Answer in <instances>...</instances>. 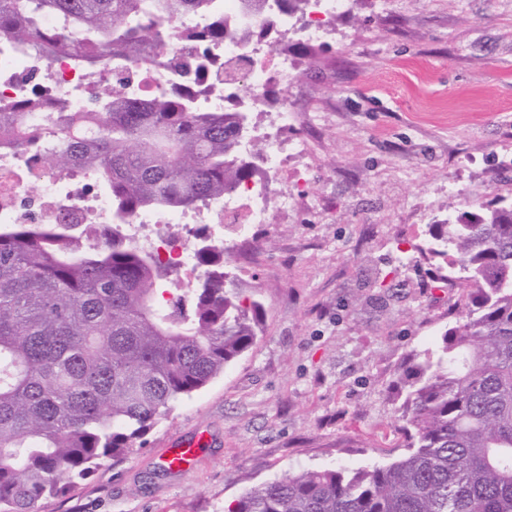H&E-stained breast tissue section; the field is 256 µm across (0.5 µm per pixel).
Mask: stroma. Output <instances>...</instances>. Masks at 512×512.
<instances>
[{"instance_id": "35a3bbf8", "label": "stroma", "mask_w": 512, "mask_h": 512, "mask_svg": "<svg viewBox=\"0 0 512 512\" xmlns=\"http://www.w3.org/2000/svg\"><path fill=\"white\" fill-rule=\"evenodd\" d=\"M277 88L297 120L284 141L297 204L246 238L225 229L243 291L262 305L254 346L178 403L144 448L107 461L40 512H224L303 470L388 465L406 452L402 370L454 326L462 288H440L429 224L512 201V0H356L296 50ZM203 437L193 467L160 471Z\"/></svg>"}]
</instances>
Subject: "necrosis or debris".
<instances>
[{
	"label": "necrosis or debris",
	"mask_w": 512,
	"mask_h": 512,
	"mask_svg": "<svg viewBox=\"0 0 512 512\" xmlns=\"http://www.w3.org/2000/svg\"><path fill=\"white\" fill-rule=\"evenodd\" d=\"M237 55L249 63L243 103L250 111H265L263 90L275 83L287 84L291 78L288 57L266 43L239 40L211 45L203 63L208 70L220 71L228 59ZM111 81V67L91 71L69 56L47 60L0 42V105L36 93L44 100H65L70 110L81 111L87 107L94 86ZM294 119V112L281 107L263 133L270 177L287 178L289 156L301 151L300 144L286 146L278 139L279 130ZM268 188L267 181H259L247 186L244 192L192 213L153 211L136 216L130 221L128 235L138 245L156 248L160 257L172 261L178 271L193 270L191 253L159 238L157 227L211 224L220 229L231 224L238 234H248L251 225L270 221L266 206ZM64 215L75 224L111 223V196L87 169L77 167L61 172L34 163L27 154L0 144V224H54Z\"/></svg>",
	"instance_id": "obj_1"
}]
</instances>
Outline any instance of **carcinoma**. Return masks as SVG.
<instances>
[{
    "label": "carcinoma",
    "instance_id": "obj_1",
    "mask_svg": "<svg viewBox=\"0 0 512 512\" xmlns=\"http://www.w3.org/2000/svg\"><path fill=\"white\" fill-rule=\"evenodd\" d=\"M265 2L242 0L229 16L220 0H0L1 42L124 76L87 112L26 98L0 108V136L41 148L60 171L93 168L116 220L95 240L82 224H0V512H39L133 453L255 343L262 306L242 297L234 247L204 238L199 287L161 301L176 271L126 234L142 212L212 203L253 180L249 113L200 110L181 87L142 96L128 86L159 54L186 74L202 45L256 36L244 25L253 16L266 34L305 0H275V11ZM187 16L211 22L183 30ZM429 228L421 253L447 261L433 281L467 292L456 325L404 370L408 453L386 466L301 470L225 512H512V204L473 203Z\"/></svg>",
    "mask_w": 512,
    "mask_h": 512
}]
</instances>
